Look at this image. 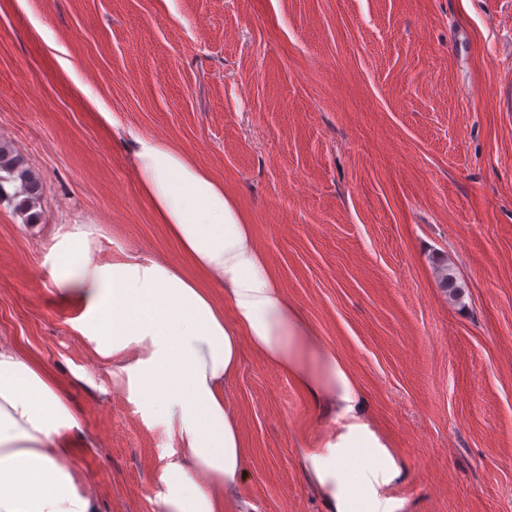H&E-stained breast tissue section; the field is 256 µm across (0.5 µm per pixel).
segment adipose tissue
Returning a JSON list of instances; mask_svg holds the SVG:
<instances>
[{"label":"adipose tissue","mask_w":512,"mask_h":512,"mask_svg":"<svg viewBox=\"0 0 512 512\" xmlns=\"http://www.w3.org/2000/svg\"><path fill=\"white\" fill-rule=\"evenodd\" d=\"M134 161L158 223L203 273L131 257L101 264L85 225L58 233L50 276L83 304L76 330L140 407L168 421L179 446L162 457L164 512H252L238 498L247 475L240 424L224 385L250 348L322 408L329 428L300 449L326 512H398L391 488L406 478L374 425L349 368L291 304L223 186L175 148L140 137ZM224 291L216 303L214 288ZM79 423L56 380L0 345V512H100L79 487L62 434Z\"/></svg>","instance_id":"ef3b65f1"}]
</instances>
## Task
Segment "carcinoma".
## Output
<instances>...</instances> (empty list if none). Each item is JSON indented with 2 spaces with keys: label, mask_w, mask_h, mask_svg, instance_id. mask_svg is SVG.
Segmentation results:
<instances>
[{
  "label": "carcinoma",
  "mask_w": 512,
  "mask_h": 512,
  "mask_svg": "<svg viewBox=\"0 0 512 512\" xmlns=\"http://www.w3.org/2000/svg\"><path fill=\"white\" fill-rule=\"evenodd\" d=\"M41 186L25 160L0 143V202L19 200L18 209L28 224H36L41 213L36 211Z\"/></svg>",
  "instance_id": "obj_1"
}]
</instances>
